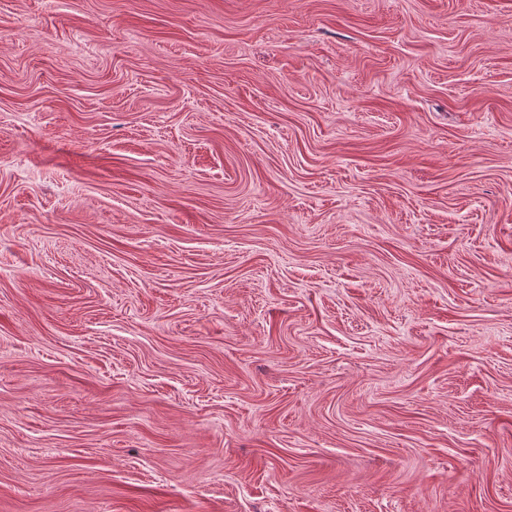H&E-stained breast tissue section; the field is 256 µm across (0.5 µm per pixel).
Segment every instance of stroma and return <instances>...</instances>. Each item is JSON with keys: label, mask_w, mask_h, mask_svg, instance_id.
Listing matches in <instances>:
<instances>
[{"label": "stroma", "mask_w": 512, "mask_h": 512, "mask_svg": "<svg viewBox=\"0 0 512 512\" xmlns=\"http://www.w3.org/2000/svg\"><path fill=\"white\" fill-rule=\"evenodd\" d=\"M0 512H512V0H0Z\"/></svg>", "instance_id": "1"}]
</instances>
